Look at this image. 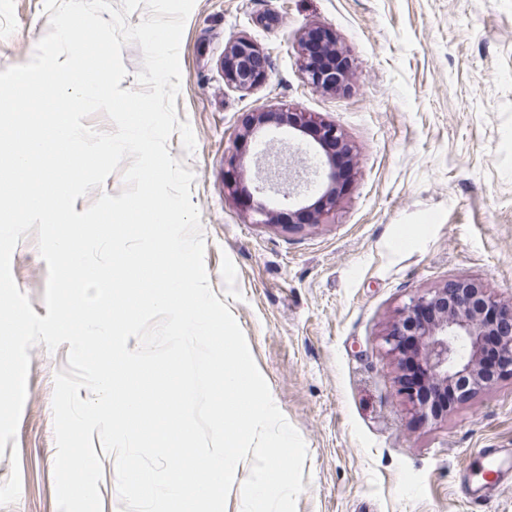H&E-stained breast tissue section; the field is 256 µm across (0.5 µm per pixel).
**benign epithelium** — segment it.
Here are the masks:
<instances>
[{"mask_svg": "<svg viewBox=\"0 0 512 512\" xmlns=\"http://www.w3.org/2000/svg\"><path fill=\"white\" fill-rule=\"evenodd\" d=\"M298 55L302 74L312 86L332 93L347 86L351 76L348 56L332 30L320 26L303 30L298 38ZM265 61L262 47L248 37H240L225 47L219 66L229 86L250 89L266 80L267 69L259 67ZM269 124L313 138L325 153L326 184L315 202L288 211L285 222L282 212L267 208L256 197L276 192L289 198L299 193L298 184L292 182V175L280 160L268 155L257 158L254 192L247 193L243 200L253 223L279 226L290 233L309 232L328 224L341 202L350 169V165L342 166L336 159L338 150L346 158L352 154L343 132L310 112L279 108L251 113L239 139L253 138ZM489 333L500 336L499 353L505 371L512 374V303L505 305L482 283L461 278L410 297L397 310L384 343L388 352L402 355L405 336H416L412 354L421 366L425 383L433 390L456 384L463 389L460 401L467 402L497 379L495 374L484 373L482 367L484 336Z\"/></svg>", "mask_w": 512, "mask_h": 512, "instance_id": "7a95c632", "label": "benign epithelium"}]
</instances>
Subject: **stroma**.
<instances>
[{
	"instance_id": "1",
	"label": "stroma",
	"mask_w": 512,
	"mask_h": 512,
	"mask_svg": "<svg viewBox=\"0 0 512 512\" xmlns=\"http://www.w3.org/2000/svg\"><path fill=\"white\" fill-rule=\"evenodd\" d=\"M332 28L351 61L347 90L308 84L297 39ZM49 30L43 0H0V72L27 63ZM247 36L269 78L243 90L218 66ZM179 134L170 155L194 173L191 201L210 287L243 330L286 420L305 441L297 512H512V484L470 503L461 480L479 448H512V377L447 416L422 419L398 393V356L382 338L409 297L459 278L512 301V0H195L179 50ZM290 108L335 123L353 150L351 183L333 223L293 234L252 223L224 188L253 189L239 149L294 144L288 129L237 142L253 112ZM13 278L46 316L47 264L37 233L20 238ZM69 344L30 348L27 397L0 484L19 465L21 493L0 512H57L52 398Z\"/></svg>"
}]
</instances>
